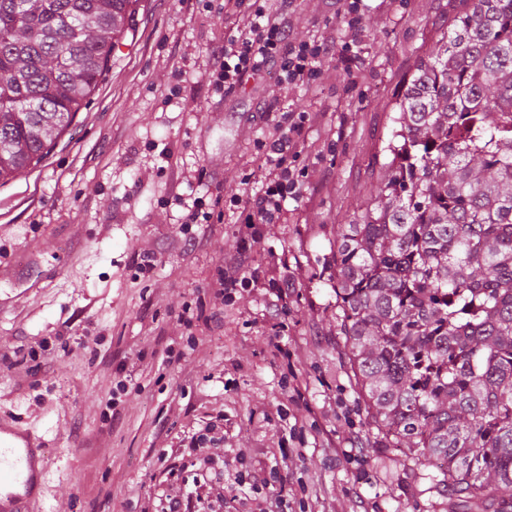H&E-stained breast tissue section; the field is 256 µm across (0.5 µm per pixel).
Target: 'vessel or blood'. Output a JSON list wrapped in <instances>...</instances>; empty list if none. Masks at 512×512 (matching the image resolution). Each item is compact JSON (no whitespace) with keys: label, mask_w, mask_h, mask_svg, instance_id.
Returning <instances> with one entry per match:
<instances>
[{"label":"vessel or blood","mask_w":512,"mask_h":512,"mask_svg":"<svg viewBox=\"0 0 512 512\" xmlns=\"http://www.w3.org/2000/svg\"><path fill=\"white\" fill-rule=\"evenodd\" d=\"M46 478V448L32 431L0 418V512H29Z\"/></svg>","instance_id":"obj_1"}]
</instances>
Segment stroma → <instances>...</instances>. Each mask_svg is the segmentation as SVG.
<instances>
[{
	"instance_id": "stroma-1",
	"label": "stroma",
	"mask_w": 512,
	"mask_h": 512,
	"mask_svg": "<svg viewBox=\"0 0 512 512\" xmlns=\"http://www.w3.org/2000/svg\"><path fill=\"white\" fill-rule=\"evenodd\" d=\"M342 4L295 0L296 37L338 27ZM463 6L363 0L358 34H337L357 40L356 68L333 55L317 92L265 73L222 98L210 50L236 16L218 0H138L87 108L40 163L0 183V416L49 443L31 512H163L202 472L162 447L208 424L224 462L220 512H261L279 495L252 485L259 467L304 488L293 512H466L398 451L373 448L336 347L327 268L333 225L353 220L390 160L402 84ZM289 109L321 116L301 143L307 176L286 223L260 225L255 239L231 198ZM197 200L223 223L184 229ZM186 233L195 244L183 251L174 242ZM241 250L258 278L225 306L217 270ZM143 253L156 258L144 272ZM31 350L42 367L27 376ZM120 380L128 391L112 417Z\"/></svg>"
}]
</instances>
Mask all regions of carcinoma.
I'll return each instance as SVG.
<instances>
[{
	"instance_id": "carcinoma-1",
	"label": "carcinoma",
	"mask_w": 512,
	"mask_h": 512,
	"mask_svg": "<svg viewBox=\"0 0 512 512\" xmlns=\"http://www.w3.org/2000/svg\"><path fill=\"white\" fill-rule=\"evenodd\" d=\"M405 85L375 193L334 229L338 350L376 442L512 512V0H466ZM136 0H0V180L37 163Z\"/></svg>"
}]
</instances>
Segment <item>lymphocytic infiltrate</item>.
Returning a JSON list of instances; mask_svg holds the SVG:
<instances>
[{"mask_svg": "<svg viewBox=\"0 0 512 512\" xmlns=\"http://www.w3.org/2000/svg\"><path fill=\"white\" fill-rule=\"evenodd\" d=\"M292 0H224V11L237 16L233 34L211 49L209 84L215 94L225 96L239 88L246 77L274 71L282 83L314 88L319 80L321 60L341 53L345 63L356 58L353 42L337 43L335 30L329 29L308 40H296L288 19ZM320 119L316 112H283L270 136L261 139L259 184L243 181L234 202L243 223L249 226L277 224L284 216L288 196L296 194L305 174L299 168V145L306 129ZM209 434L192 438L188 451L200 455L210 472L208 481L197 484L193 496H172L167 512H195V501L219 496L224 487V472L211 457L202 453Z\"/></svg>", "mask_w": 512, "mask_h": 512, "instance_id": "1", "label": "lymphocytic infiltrate"}]
</instances>
